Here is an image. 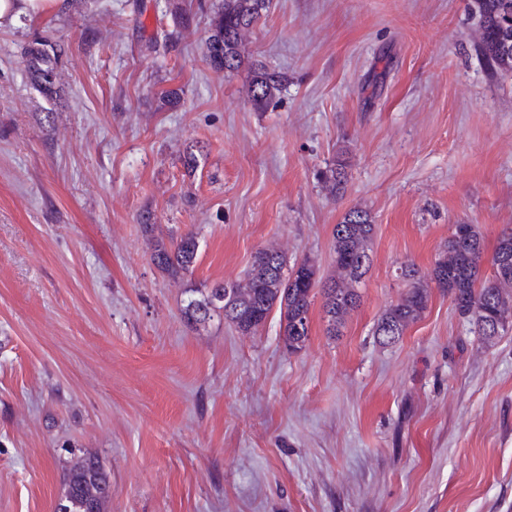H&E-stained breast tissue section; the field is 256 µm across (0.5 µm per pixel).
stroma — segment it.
<instances>
[{
	"instance_id": "35a3bbf8",
	"label": "stroma",
	"mask_w": 512,
	"mask_h": 512,
	"mask_svg": "<svg viewBox=\"0 0 512 512\" xmlns=\"http://www.w3.org/2000/svg\"><path fill=\"white\" fill-rule=\"evenodd\" d=\"M145 2L0 29V512H54L87 453L107 512H512V331L479 338L434 288L399 342L374 334L453 225L489 251L512 227V77L475 50V0H273L248 58L288 84L264 112L248 65H205L209 11L155 54L174 24ZM48 25L67 49L50 122L17 47ZM355 206L375 231L341 335L318 304L299 352L276 312L250 335L183 318L186 290L243 282L263 246L332 275ZM147 210L200 241L180 279L150 259ZM347 160L343 155L337 157L332 166L325 172L324 183L330 188L333 196L343 195L347 185Z\"/></svg>"
}]
</instances>
